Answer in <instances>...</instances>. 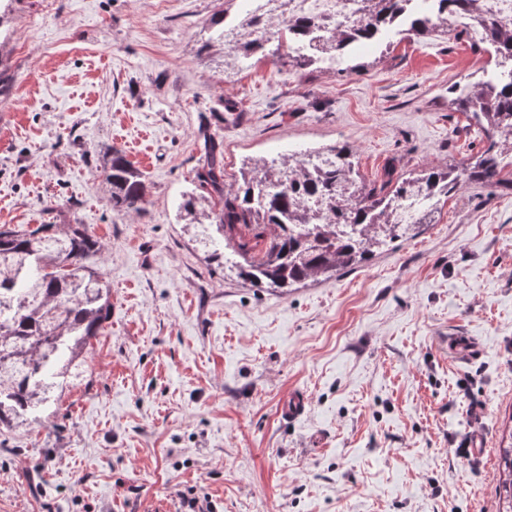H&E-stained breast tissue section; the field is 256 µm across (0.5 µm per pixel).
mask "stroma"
I'll list each match as a JSON object with an SVG mask.
<instances>
[{
  "instance_id": "obj_1",
  "label": "stroma",
  "mask_w": 512,
  "mask_h": 512,
  "mask_svg": "<svg viewBox=\"0 0 512 512\" xmlns=\"http://www.w3.org/2000/svg\"><path fill=\"white\" fill-rule=\"evenodd\" d=\"M225 0H13L0 19V225L82 224L112 312L51 414L0 427V512H497L512 431V191L464 185L369 263L291 288L237 278L177 206L204 135L224 186L347 142L372 186L483 149L448 103L493 69L469 36L394 34L354 71L197 56ZM237 104L224 112L221 103ZM146 176L113 211L104 151ZM305 398L288 416L291 395ZM483 459L462 458L472 436Z\"/></svg>"
}]
</instances>
